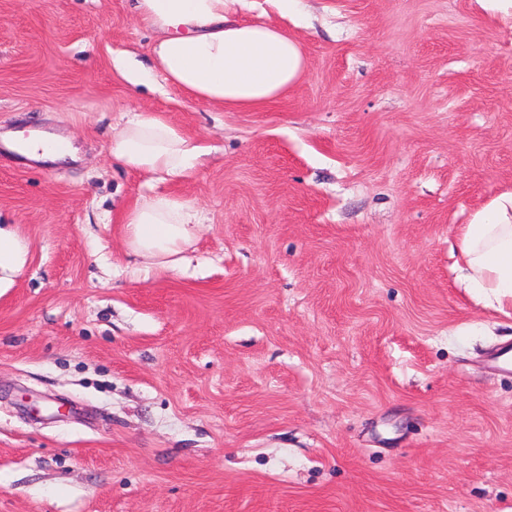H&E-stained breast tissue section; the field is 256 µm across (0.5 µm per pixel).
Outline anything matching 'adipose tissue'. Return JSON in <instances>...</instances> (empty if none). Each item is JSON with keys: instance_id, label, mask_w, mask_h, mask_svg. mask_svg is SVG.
<instances>
[{"instance_id": "ef3b65f1", "label": "adipose tissue", "mask_w": 512, "mask_h": 512, "mask_svg": "<svg viewBox=\"0 0 512 512\" xmlns=\"http://www.w3.org/2000/svg\"><path fill=\"white\" fill-rule=\"evenodd\" d=\"M229 0H133L137 20L153 36L151 67L125 72L134 86L162 79L188 97L227 111L260 110L297 85L307 61L281 28L243 23ZM7 146L34 160L73 157L71 145L49 135L11 137ZM113 162L152 180L187 176L202 155L199 141L161 115L132 113L108 145ZM127 249L163 270L178 267L200 224L189 202L156 194L121 218ZM457 267L470 288L497 311L512 314V191L476 211L457 230Z\"/></svg>"}]
</instances>
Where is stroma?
Instances as JSON below:
<instances>
[{
  "label": "stroma",
  "mask_w": 512,
  "mask_h": 512,
  "mask_svg": "<svg viewBox=\"0 0 512 512\" xmlns=\"http://www.w3.org/2000/svg\"><path fill=\"white\" fill-rule=\"evenodd\" d=\"M130 4L0 0V133L78 156L0 155V512H512V317L452 270L512 190V0H233L307 55L251 112L129 85ZM135 108L188 177L113 166ZM157 193L205 217L177 271L122 241ZM5 145L14 152L34 160L58 161L74 158L75 155L69 140L49 135L32 134L27 138H18L13 132L10 141H6ZM57 145H62L63 150H57ZM26 248L15 231L0 228V272H14L25 263Z\"/></svg>",
  "instance_id": "stroma-1"
}]
</instances>
